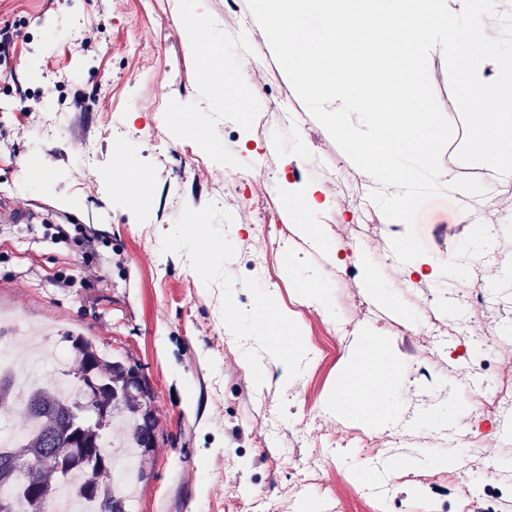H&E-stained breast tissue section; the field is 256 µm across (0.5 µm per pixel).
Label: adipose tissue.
<instances>
[{
    "mask_svg": "<svg viewBox=\"0 0 512 512\" xmlns=\"http://www.w3.org/2000/svg\"><path fill=\"white\" fill-rule=\"evenodd\" d=\"M204 88L208 98L217 104L233 100L239 111L252 109V100L244 93L243 73L237 67H227L220 75H206ZM234 334L262 336L268 329L284 327L285 322L266 291H258L252 309L247 313H235L229 319ZM360 366L363 374L360 378L344 379L338 389V396L344 397L353 418L365 416L369 406H377L381 414L392 412L389 384L396 376L393 363L376 357L373 351H361Z\"/></svg>",
    "mask_w": 512,
    "mask_h": 512,
    "instance_id": "ef3b65f1",
    "label": "adipose tissue"
}]
</instances>
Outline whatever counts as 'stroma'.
I'll use <instances>...</instances> for the list:
<instances>
[{"label":"stroma","mask_w":512,"mask_h":512,"mask_svg":"<svg viewBox=\"0 0 512 512\" xmlns=\"http://www.w3.org/2000/svg\"><path fill=\"white\" fill-rule=\"evenodd\" d=\"M192 9L0 0V28L18 32L0 50V201L23 215L0 221V315L11 319L0 331L20 346L39 325L56 347L83 334L149 381L156 443L128 512H465L461 471L466 512H512V421L466 400L488 373L512 376V175L461 163L454 136L440 183L496 187L500 226L486 242L469 222L485 198L429 201L416 229L445 274L416 272L395 257L379 207L376 245L354 230L353 204L377 184L305 108L247 0H203L211 60L188 46ZM243 39L257 58L245 115L210 102L200 81L202 69L235 62ZM117 142L142 178L135 210L109 179ZM309 185L327 201L312 233L286 199ZM184 224L203 225L208 254L176 245ZM488 257L502 277L491 306L473 311L466 280ZM261 289L300 338L295 351L229 335L226 317ZM472 315L483 335L447 342L449 325ZM341 324L349 333L335 335ZM370 336L397 367L394 411L355 420L333 395ZM352 429L381 447H353ZM491 432L495 447L472 453ZM276 455L287 464L273 466Z\"/></svg>","instance_id":"stroma-1"}]
</instances>
